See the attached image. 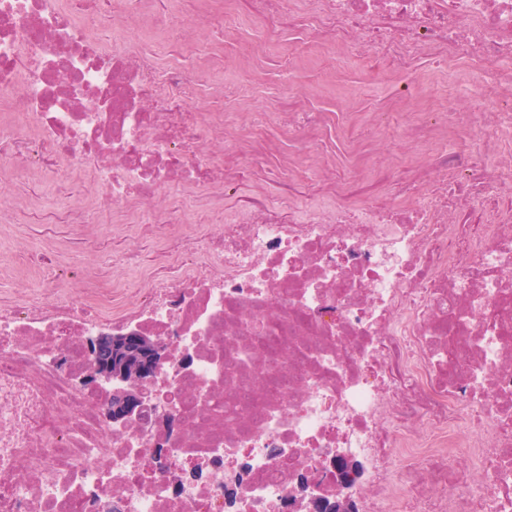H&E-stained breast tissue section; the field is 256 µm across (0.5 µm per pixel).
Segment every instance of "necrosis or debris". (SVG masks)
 Segmentation results:
<instances>
[{
	"label": "necrosis or debris",
	"mask_w": 512,
	"mask_h": 512,
	"mask_svg": "<svg viewBox=\"0 0 512 512\" xmlns=\"http://www.w3.org/2000/svg\"><path fill=\"white\" fill-rule=\"evenodd\" d=\"M304 1L311 42L402 68L463 55L512 102V0H252L269 40ZM161 2L0 0V185L21 165L69 188L44 261L54 223L89 238L95 210L117 231L139 207L159 242L119 253L143 292L99 269L76 297L53 277L0 295V512H277L302 474L346 457L366 463L357 512H512V152L461 112L415 125L460 144L424 200L356 205L343 182L363 151L309 112L315 155L344 140L342 182L306 210L260 189L225 204L238 173L204 148L223 125L187 108L181 75L159 94L151 55L101 32L151 28ZM184 203L223 220L172 218ZM101 330L172 338L155 400L176 438L105 422L111 385L79 383Z\"/></svg>",
	"instance_id": "4bbe7bcc"
}]
</instances>
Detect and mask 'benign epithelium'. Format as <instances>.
Masks as SVG:
<instances>
[{
	"label": "benign epithelium",
	"mask_w": 512,
	"mask_h": 512,
	"mask_svg": "<svg viewBox=\"0 0 512 512\" xmlns=\"http://www.w3.org/2000/svg\"><path fill=\"white\" fill-rule=\"evenodd\" d=\"M171 351V341L150 334L125 333L114 335L101 331L85 339V354L89 358L88 370L82 385L94 388L102 381L113 384L112 400L106 410L107 420L116 426H125L147 414L154 424L165 429L170 437L178 434L176 419L153 406V390L158 374ZM345 473H336V482L345 494L336 498L338 512H350L353 501L348 491L349 480L359 478L362 466L351 460ZM320 478L316 474L301 477L297 487L283 500V512H298L322 504Z\"/></svg>",
	"instance_id": "1"
}]
</instances>
